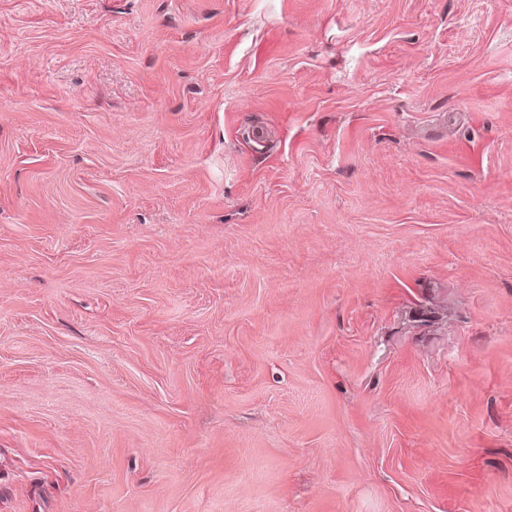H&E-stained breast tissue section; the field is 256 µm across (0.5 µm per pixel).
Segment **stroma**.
I'll list each match as a JSON object with an SVG mask.
<instances>
[{"label": "stroma", "mask_w": 512, "mask_h": 512, "mask_svg": "<svg viewBox=\"0 0 512 512\" xmlns=\"http://www.w3.org/2000/svg\"><path fill=\"white\" fill-rule=\"evenodd\" d=\"M0 512H512V0H0Z\"/></svg>", "instance_id": "1"}]
</instances>
